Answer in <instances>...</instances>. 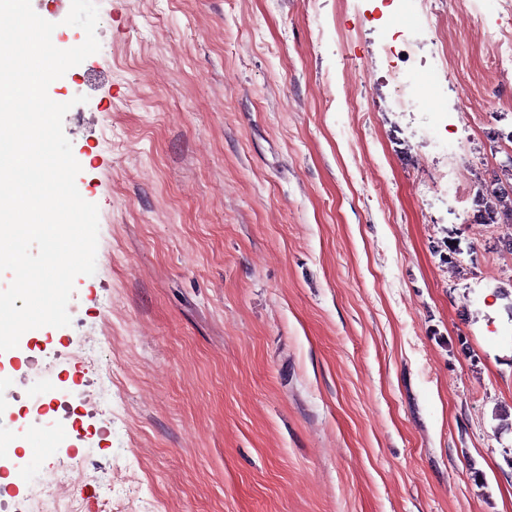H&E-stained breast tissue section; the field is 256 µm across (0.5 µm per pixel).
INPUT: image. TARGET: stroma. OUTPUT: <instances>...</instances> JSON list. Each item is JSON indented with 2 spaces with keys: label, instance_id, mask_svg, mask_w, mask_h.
Segmentation results:
<instances>
[{
  "label": "stroma",
  "instance_id": "obj_1",
  "mask_svg": "<svg viewBox=\"0 0 512 512\" xmlns=\"http://www.w3.org/2000/svg\"><path fill=\"white\" fill-rule=\"evenodd\" d=\"M56 23L71 0H31ZM48 91L98 207L69 326L0 354L33 448L0 512L79 454V512H512V71L503 0L410 13L445 130L399 110L377 0H97ZM50 367L54 447L29 400ZM112 397L68 419L79 394ZM487 37L495 50L494 64L496 68L499 70L512 69V31L504 28L488 30ZM512 190L507 189L505 186L498 187L492 191L490 196L494 199L489 205L492 213L501 214V219L504 223H512Z\"/></svg>",
  "mask_w": 512,
  "mask_h": 512
}]
</instances>
